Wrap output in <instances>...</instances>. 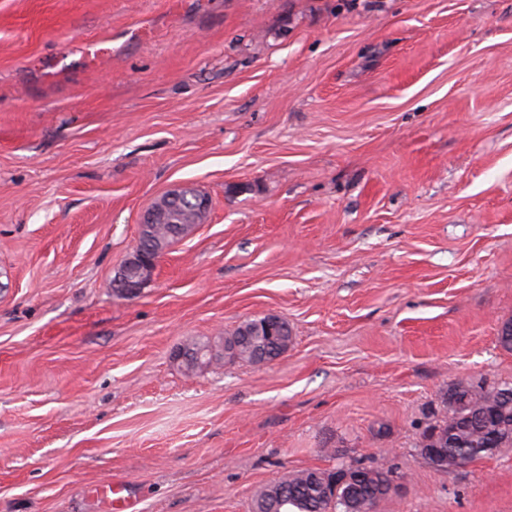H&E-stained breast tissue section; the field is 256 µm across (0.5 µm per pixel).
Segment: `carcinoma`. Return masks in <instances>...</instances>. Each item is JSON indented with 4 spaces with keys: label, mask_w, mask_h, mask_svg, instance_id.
<instances>
[{
    "label": "carcinoma",
    "mask_w": 512,
    "mask_h": 512,
    "mask_svg": "<svg viewBox=\"0 0 512 512\" xmlns=\"http://www.w3.org/2000/svg\"><path fill=\"white\" fill-rule=\"evenodd\" d=\"M291 336L269 334L254 319L243 323L224 346L236 349L237 361L255 362V352H286ZM204 350L201 364L184 365L188 372L209 366L224 357L214 342H192ZM434 424L422 433L420 453L431 467L451 470L512 447V384H487L458 380L448 387ZM397 479L387 464L357 465L351 478L342 481L334 471L302 470L268 484L258 495L255 512H361L365 503L378 504L392 495Z\"/></svg>",
    "instance_id": "cac0c4a2"
}]
</instances>
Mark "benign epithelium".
I'll return each instance as SVG.
<instances>
[{
  "mask_svg": "<svg viewBox=\"0 0 512 512\" xmlns=\"http://www.w3.org/2000/svg\"><path fill=\"white\" fill-rule=\"evenodd\" d=\"M188 197L190 194L185 192V187L176 186L143 213L139 224L138 241L112 283V288L117 294L124 297L133 296L152 280L165 249L159 245H151L150 238L160 214L170 208V205L188 208L185 219L171 226L172 236L184 238L205 221L211 207L209 198L196 195L190 202Z\"/></svg>",
  "mask_w": 512,
  "mask_h": 512,
  "instance_id": "7a95c632",
  "label": "benign epithelium"
}]
</instances>
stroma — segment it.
Here are the masks:
<instances>
[{
    "label": "stroma",
    "mask_w": 512,
    "mask_h": 512,
    "mask_svg": "<svg viewBox=\"0 0 512 512\" xmlns=\"http://www.w3.org/2000/svg\"><path fill=\"white\" fill-rule=\"evenodd\" d=\"M211 201L130 298L141 213ZM276 314L275 361L188 341ZM512 0H0V512H253L387 459L374 512H512L440 471L448 386L512 383ZM96 495L108 512H138L136 498L130 496L122 482H114L105 488L96 489Z\"/></svg>",
    "instance_id": "1"
}]
</instances>
